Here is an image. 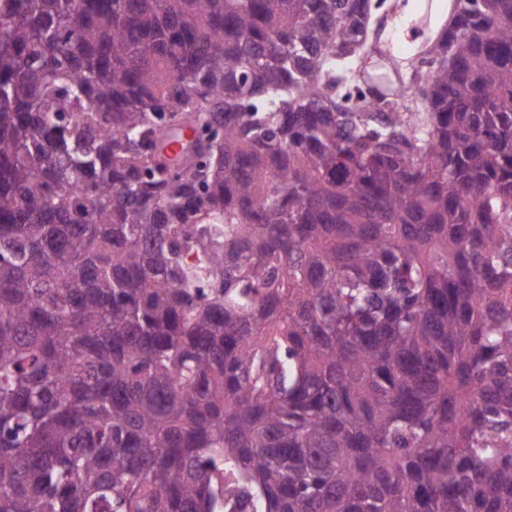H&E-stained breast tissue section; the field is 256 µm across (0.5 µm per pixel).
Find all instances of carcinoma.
Wrapping results in <instances>:
<instances>
[{
    "label": "carcinoma",
    "mask_w": 512,
    "mask_h": 512,
    "mask_svg": "<svg viewBox=\"0 0 512 512\" xmlns=\"http://www.w3.org/2000/svg\"><path fill=\"white\" fill-rule=\"evenodd\" d=\"M371 8L0 0V512H512V0ZM377 1L383 6L373 12L372 23L380 24V45H389L398 58L407 57L418 50L427 37L441 28L442 20L448 15V0H433L427 25L421 21L427 12L426 0H408L404 9L406 17L413 14L417 3V11L411 21L402 13L401 2L406 0H372V3Z\"/></svg>",
    "instance_id": "cac0c4a2"
}]
</instances>
